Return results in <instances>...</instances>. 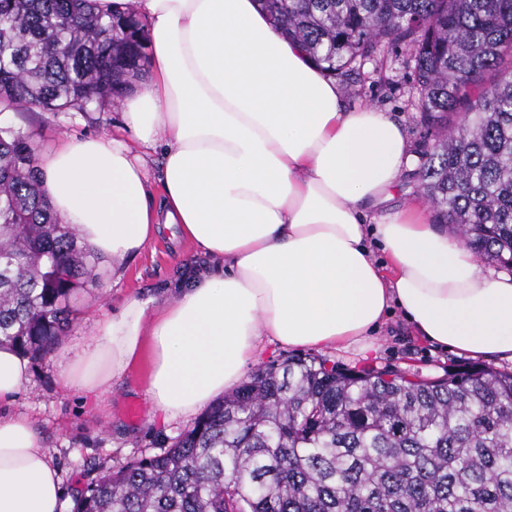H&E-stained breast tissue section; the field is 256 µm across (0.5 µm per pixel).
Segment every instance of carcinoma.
Listing matches in <instances>:
<instances>
[{"label":"carcinoma","mask_w":512,"mask_h":512,"mask_svg":"<svg viewBox=\"0 0 512 512\" xmlns=\"http://www.w3.org/2000/svg\"><path fill=\"white\" fill-rule=\"evenodd\" d=\"M261 6L347 83L383 68L384 50L407 51L433 136L419 187L469 248L512 269V0ZM141 30L131 7L0 0V104L84 111L122 96L145 71ZM39 182L28 138L0 128V345L34 360L68 332L98 263ZM72 512H512V372L414 381L323 356L272 362L169 447L91 478Z\"/></svg>","instance_id":"obj_1"}]
</instances>
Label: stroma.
<instances>
[{
  "mask_svg": "<svg viewBox=\"0 0 512 512\" xmlns=\"http://www.w3.org/2000/svg\"><path fill=\"white\" fill-rule=\"evenodd\" d=\"M387 55L384 73L365 66L357 85L344 87V96L349 107L371 106L403 124L409 150L417 156L424 149L425 130L418 112L409 103L413 71L407 67L402 50L391 49ZM12 126L29 136L38 153L51 149L65 137L108 136L118 130L124 140L133 138L131 132L121 129L119 108L105 103L88 112L72 109L58 113L33 105L18 106ZM199 259L190 243L166 235L148 244L120 269H113L111 261L100 260V285L77 289L76 318L67 336L46 358L30 361V381L15 408L34 421L61 472L62 512H71L72 496L84 485L88 466L112 467L141 452L169 446L172 438L189 424L185 418L165 424L154 413L146 392L147 361L137 363L108 391L88 397L66 385L60 373L62 359L81 353L94 322L125 298H146L174 287L188 264ZM324 355L349 368L394 370L425 380L446 377L449 369L467 361L466 356L414 336L397 315L375 334L369 353L329 348Z\"/></svg>",
  "mask_w": 512,
  "mask_h": 512,
  "instance_id": "1",
  "label": "stroma"
}]
</instances>
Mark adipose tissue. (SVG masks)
Listing matches in <instances>:
<instances>
[{
  "label": "adipose tissue",
  "instance_id": "obj_1",
  "mask_svg": "<svg viewBox=\"0 0 512 512\" xmlns=\"http://www.w3.org/2000/svg\"><path fill=\"white\" fill-rule=\"evenodd\" d=\"M130 7L151 49L149 82L118 102L135 142L60 140L37 160L43 188L102 258H134L169 229L214 265L98 319L61 369L68 386L109 390L145 356L156 410L188 417L241 380L264 339L365 351L396 311L431 343L512 360V275L423 206H388L411 166L399 122L347 109L256 0H96L105 14ZM29 377L27 359L0 346V512H60L61 475L11 410Z\"/></svg>",
  "mask_w": 512,
  "mask_h": 512
}]
</instances>
